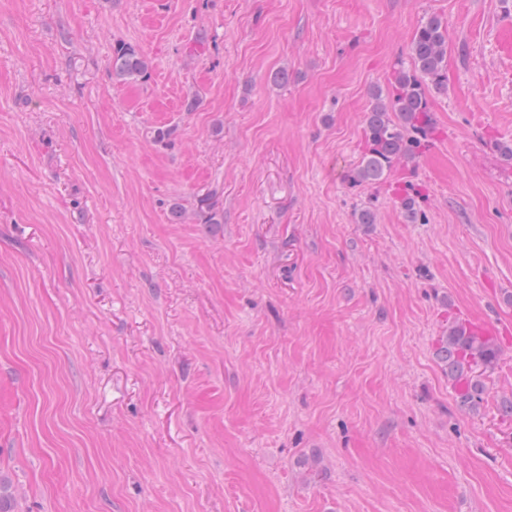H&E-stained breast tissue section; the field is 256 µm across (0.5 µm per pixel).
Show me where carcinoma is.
Listing matches in <instances>:
<instances>
[{
    "label": "carcinoma",
    "mask_w": 512,
    "mask_h": 512,
    "mask_svg": "<svg viewBox=\"0 0 512 512\" xmlns=\"http://www.w3.org/2000/svg\"><path fill=\"white\" fill-rule=\"evenodd\" d=\"M448 27L437 16L429 17L416 30L410 44V64L398 69L394 82L385 88L373 86L372 105L365 117V152L347 175L352 184L375 183L404 161L415 162L436 133L431 113L432 92L447 90L446 60ZM151 64L143 52L128 42L112 50L111 75L118 81L141 80ZM448 375L468 378L467 389L458 396L462 408L472 409L482 400L484 385L477 368H491L499 356L494 344L465 335L454 325L442 346Z\"/></svg>",
    "instance_id": "cac0c4a2"
}]
</instances>
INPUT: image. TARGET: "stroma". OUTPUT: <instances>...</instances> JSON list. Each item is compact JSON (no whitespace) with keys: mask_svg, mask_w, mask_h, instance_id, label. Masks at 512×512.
Here are the masks:
<instances>
[{"mask_svg":"<svg viewBox=\"0 0 512 512\" xmlns=\"http://www.w3.org/2000/svg\"><path fill=\"white\" fill-rule=\"evenodd\" d=\"M432 15L438 133L353 185ZM511 143L512 0H0L16 512H512ZM467 319L501 350L470 411L439 356ZM151 64L143 52L128 42H120L112 50L111 75L118 81L145 79Z\"/></svg>","mask_w":512,"mask_h":512,"instance_id":"1","label":"stroma"}]
</instances>
